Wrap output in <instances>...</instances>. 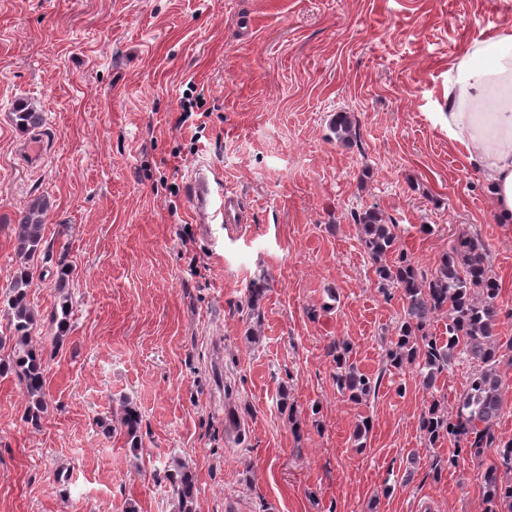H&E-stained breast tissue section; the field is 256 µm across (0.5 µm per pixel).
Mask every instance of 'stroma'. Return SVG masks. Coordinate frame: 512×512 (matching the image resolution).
<instances>
[{
  "label": "stroma",
  "instance_id": "35a3bbf8",
  "mask_svg": "<svg viewBox=\"0 0 512 512\" xmlns=\"http://www.w3.org/2000/svg\"><path fill=\"white\" fill-rule=\"evenodd\" d=\"M509 29L512 0H0V290L11 226L39 196L54 257L29 295L47 364L39 427L16 376H0V512H175L178 461L196 512H485L490 458L438 480L406 471L453 453L427 448L418 421L470 368L433 392L383 371L402 301L378 292L352 216L377 208L425 268L459 234L480 238L512 339V226L448 138L460 56ZM19 102L53 144L37 168L19 153ZM339 112L352 143L330 129ZM201 163L247 223L201 232L186 186ZM59 259L74 317L56 344ZM260 278L256 322L240 306ZM336 339L381 377L365 404L336 389ZM124 400L142 415L134 451L98 425ZM331 131L336 136V140L342 143H349L356 137V126L351 114L348 112H339L331 120ZM172 493L177 500L179 512H193L196 496V479L193 472L182 463H176L175 473L171 474Z\"/></svg>",
  "mask_w": 512,
  "mask_h": 512
}]
</instances>
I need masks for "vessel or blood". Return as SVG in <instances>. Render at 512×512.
I'll use <instances>...</instances> for the list:
<instances>
[{
  "label": "vessel or blood",
  "instance_id": "b4317fda",
  "mask_svg": "<svg viewBox=\"0 0 512 512\" xmlns=\"http://www.w3.org/2000/svg\"><path fill=\"white\" fill-rule=\"evenodd\" d=\"M192 211L203 232L214 223L239 224L243 221L239 199L232 190L221 189L214 168L196 166L189 176Z\"/></svg>",
  "mask_w": 512,
  "mask_h": 512
}]
</instances>
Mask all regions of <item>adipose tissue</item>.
<instances>
[{
  "label": "adipose tissue",
  "mask_w": 512,
  "mask_h": 512,
  "mask_svg": "<svg viewBox=\"0 0 512 512\" xmlns=\"http://www.w3.org/2000/svg\"><path fill=\"white\" fill-rule=\"evenodd\" d=\"M448 86V137L482 170L497 223L512 224V35L477 43Z\"/></svg>",
  "instance_id": "ef3b65f1"
}]
</instances>
